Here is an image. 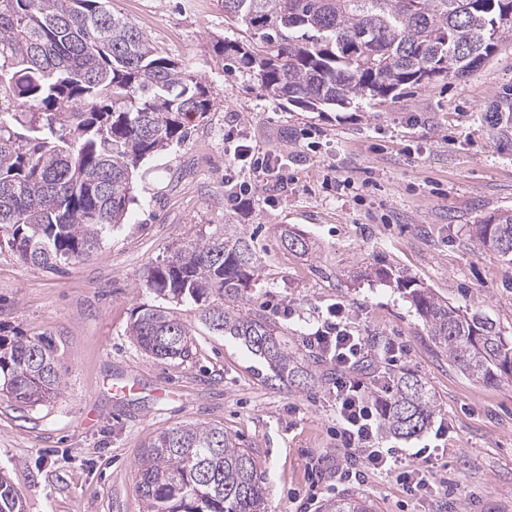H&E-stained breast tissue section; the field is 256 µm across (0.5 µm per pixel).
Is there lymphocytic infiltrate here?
I'll return each mask as SVG.
<instances>
[{
  "instance_id": "obj_1",
  "label": "lymphocytic infiltrate",
  "mask_w": 512,
  "mask_h": 512,
  "mask_svg": "<svg viewBox=\"0 0 512 512\" xmlns=\"http://www.w3.org/2000/svg\"><path fill=\"white\" fill-rule=\"evenodd\" d=\"M343 312V305H336L334 322L318 329L312 338L313 346L336 368L332 387L336 400V438L346 452L341 476L351 483L370 473H394L407 495L416 496L429 489L435 479L428 450L414 449L405 462L395 446L380 442L381 413L371 406L365 383L357 373L366 359L390 362L394 357L393 347L388 343H368L365 337L342 328L336 319Z\"/></svg>"
}]
</instances>
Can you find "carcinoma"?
Masks as SVG:
<instances>
[{"instance_id":"1","label":"carcinoma","mask_w":512,"mask_h":512,"mask_svg":"<svg viewBox=\"0 0 512 512\" xmlns=\"http://www.w3.org/2000/svg\"><path fill=\"white\" fill-rule=\"evenodd\" d=\"M230 25L260 37L224 40L230 65L256 74L275 99L307 112H336L395 99L461 78L512 42V0H221ZM213 102L111 0H0V249L58 271L101 249L125 223L140 164L184 143ZM483 248L512 258V211L472 225ZM283 224L279 242L306 256L316 243ZM258 257L235 224L175 249L149 269L146 288L193 306L209 330L243 345L266 382L319 381L313 361L260 312L238 301ZM368 276L408 291L448 360L475 382L512 376V339L489 317L461 313L410 276L384 267ZM129 336L147 354L184 360L192 330L176 308H146ZM61 377L51 342L0 338V393L22 407L54 397ZM383 423L410 438L430 424L434 399L410 372L392 375L381 398ZM137 492L148 512H264V485L239 438L217 426L185 424L142 449ZM0 512H26L24 496L0 472ZM323 512H373L342 496Z\"/></svg>"}]
</instances>
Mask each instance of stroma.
<instances>
[{"label": "stroma", "instance_id": "1", "mask_svg": "<svg viewBox=\"0 0 512 512\" xmlns=\"http://www.w3.org/2000/svg\"><path fill=\"white\" fill-rule=\"evenodd\" d=\"M112 4L203 81L215 109L190 140L144 160L126 224L90 259L48 271L0 252V336L51 338L62 377L42 405L21 409L0 395V469L27 512H145L142 448L193 422L222 426L250 449L265 512H298L313 495L322 512L333 491L366 497L376 512H512V378L485 386L463 375L405 291L363 275L403 272L512 338V262L470 233L512 211V45L460 79L359 109L305 112L267 96L254 73L225 69L220 40L246 33L225 22L219 0ZM244 140L280 157L282 181L260 182L254 159L235 161ZM228 176L250 187L249 208L230 202ZM225 223L252 238L259 258L240 309L277 322L295 351L311 353L310 336L338 303L353 334L398 347L395 371L427 383L444 434L384 440L433 446L446 489L410 497L392 474L340 484L330 386L265 384L250 356L190 309L187 361L152 358L133 341L136 316L164 302L145 287L149 268ZM281 224L315 241L314 254L282 249ZM116 378L135 391L114 399Z\"/></svg>", "mask_w": 512, "mask_h": 512}]
</instances>
